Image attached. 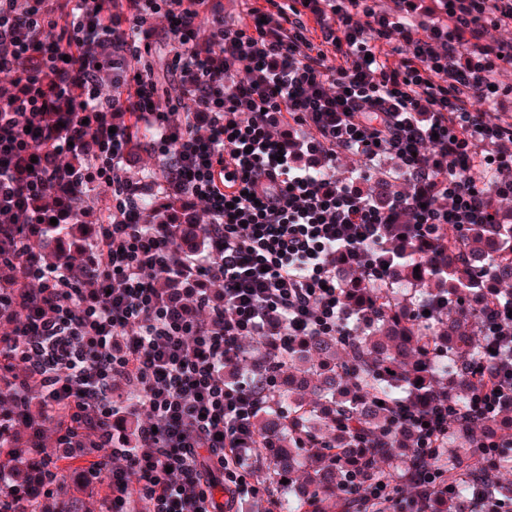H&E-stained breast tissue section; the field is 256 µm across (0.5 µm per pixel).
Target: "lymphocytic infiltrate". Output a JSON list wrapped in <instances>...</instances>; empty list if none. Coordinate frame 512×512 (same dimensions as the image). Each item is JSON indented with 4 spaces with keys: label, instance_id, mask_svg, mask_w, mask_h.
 Here are the masks:
<instances>
[{
    "label": "lymphocytic infiltrate",
    "instance_id": "1",
    "mask_svg": "<svg viewBox=\"0 0 512 512\" xmlns=\"http://www.w3.org/2000/svg\"><path fill=\"white\" fill-rule=\"evenodd\" d=\"M511 70L512 0H0V454L27 429L45 471L1 465L0 512H77L63 459L105 512L266 496L264 391L225 366L248 336L342 331L336 270L391 278L365 252L387 225L512 223ZM485 314L488 414L512 402V300ZM449 411L395 418L422 454ZM124 412L144 420L114 434Z\"/></svg>",
    "mask_w": 512,
    "mask_h": 512
}]
</instances>
